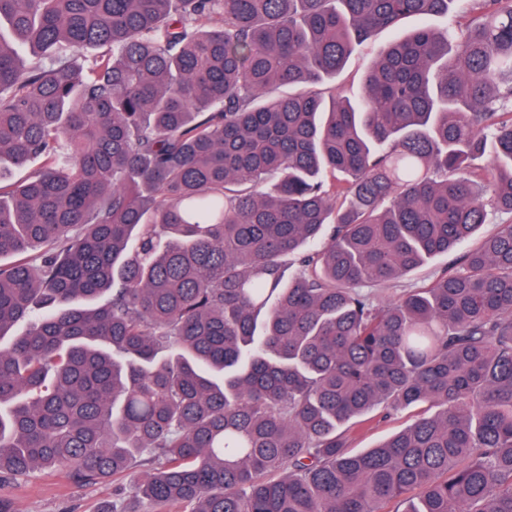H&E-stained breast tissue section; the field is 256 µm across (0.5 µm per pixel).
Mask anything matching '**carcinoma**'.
Segmentation results:
<instances>
[{
    "label": "carcinoma",
    "instance_id": "obj_1",
    "mask_svg": "<svg viewBox=\"0 0 512 512\" xmlns=\"http://www.w3.org/2000/svg\"><path fill=\"white\" fill-rule=\"evenodd\" d=\"M453 2L0 0V488L512 512V224L361 290L512 214V0ZM407 17L360 99L314 92ZM509 222L510 218L508 215L493 213L491 216L490 224H484L481 230H479L476 234V237L461 243L454 252L450 254L439 255L430 259L422 267L407 274L405 277L401 278L394 284L381 285L373 287L372 289L369 288V290H372V293L374 294L377 301L384 302L396 297L397 294H399L400 291L404 288L420 287L423 284L428 283L433 278V276L436 275L441 269H443L452 259L462 255L474 247L481 238L491 233L497 224H506ZM417 411L416 407H410L385 420L375 418L353 435L350 449L353 452H360L375 447L385 438L408 427L415 419Z\"/></svg>",
    "mask_w": 512,
    "mask_h": 512
}]
</instances>
